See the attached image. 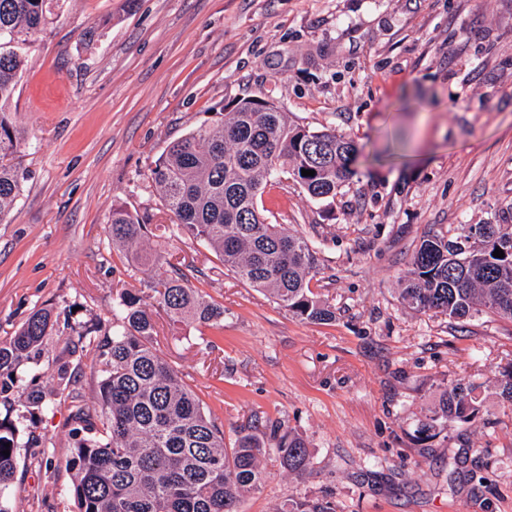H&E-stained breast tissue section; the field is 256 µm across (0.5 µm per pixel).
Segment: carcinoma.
<instances>
[{"label":"carcinoma","mask_w":512,"mask_h":512,"mask_svg":"<svg viewBox=\"0 0 512 512\" xmlns=\"http://www.w3.org/2000/svg\"><path fill=\"white\" fill-rule=\"evenodd\" d=\"M52 2L0 0V219L14 208L26 177L12 163L23 138L5 109L25 66L17 44L45 27ZM220 112L224 119L172 142L154 162L150 177L163 207L178 232L206 244L241 281L302 320H332V306L310 288L319 273L315 247L267 222L260 206L266 189L284 177L313 200L335 198L353 174L354 141L334 129L291 123L274 100L243 98ZM303 169L315 174L304 176ZM148 228L147 219L112 208V246L142 267L166 260L149 246ZM497 248L504 257L493 256ZM151 289L172 322L224 328V305L191 287L179 270ZM400 299L416 312L458 321L482 313L512 321V224H460L451 236L424 239ZM58 324L52 309H35L0 343V394L19 387L22 362L41 357ZM63 329L73 336L66 356L91 359L98 377L97 407L77 405L72 414L69 497L76 512H239L243 494L261 488L269 456L292 473L306 471L305 441L280 425L262 435L240 431L233 443L224 442L223 424L158 355L153 313L139 293L123 290L105 324L66 318ZM67 365H59L52 394L75 400ZM479 412L477 386L455 383L417 433L433 439ZM20 433L17 424L0 422V512H9L1 498L14 479ZM279 512H336V506L326 498L289 499Z\"/></svg>","instance_id":"obj_1"}]
</instances>
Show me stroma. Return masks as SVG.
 <instances>
[{
    "mask_svg": "<svg viewBox=\"0 0 512 512\" xmlns=\"http://www.w3.org/2000/svg\"><path fill=\"white\" fill-rule=\"evenodd\" d=\"M7 107L25 143L14 209L0 218V341L33 309L108 320L145 270L113 247V206L149 216L150 240L224 326L173 324L154 308L158 355L233 441L279 423L310 450L305 473L264 462L240 512L329 496L336 512H512V322H459L406 308L412 253L458 224H512V0H57L29 36ZM274 98L291 119L333 128L362 151L334 200L292 180L263 196L270 223L310 240L311 281L335 320L293 317L204 245L172 235L150 179L173 141L231 101ZM478 385L475 420L417 441L448 385ZM20 425L10 512H65L70 404ZM51 466H44L43 456Z\"/></svg>",
    "mask_w": 512,
    "mask_h": 512,
    "instance_id": "35a3bbf8",
    "label": "stroma"
}]
</instances>
